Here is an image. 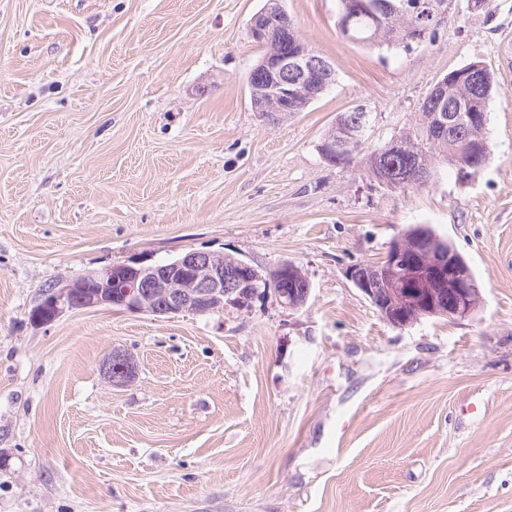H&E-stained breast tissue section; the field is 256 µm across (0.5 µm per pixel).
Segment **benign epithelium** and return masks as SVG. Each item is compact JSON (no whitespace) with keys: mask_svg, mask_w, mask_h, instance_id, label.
Masks as SVG:
<instances>
[{"mask_svg":"<svg viewBox=\"0 0 512 512\" xmlns=\"http://www.w3.org/2000/svg\"><path fill=\"white\" fill-rule=\"evenodd\" d=\"M458 0H419L415 7L406 3L397 6L385 2L383 12L393 15H413L411 34L429 23L444 22L457 8ZM270 14L263 10L251 19L253 39H263L268 32ZM267 74V100L255 106L257 112H286L295 101L305 97L308 85L321 73L332 70L331 64L304 44L290 54L266 58L261 63ZM418 240L402 236L388 246L383 259L376 263L359 264L350 271L354 285L369 299L380 315L399 328L412 326L421 319L439 313L452 320L469 318L480 302V291L474 276L460 263L454 252L441 248L417 249ZM225 256L191 249L165 264L145 265L140 261L113 265L102 273L81 277L45 294L43 309L53 321L68 311L84 308L118 306L130 312H147L156 317L180 314L200 315L229 309L242 310L258 296L273 295L285 309H298L307 301L311 285L297 264L285 260L266 271L265 277L233 278L224 267ZM289 278L299 290L260 292L254 282L263 279L273 286ZM445 288V293H433ZM127 360L120 349L104 364V371L115 385L128 380L132 367L125 373H114L111 365Z\"/></svg>","mask_w":512,"mask_h":512,"instance_id":"benign-epithelium-1","label":"benign epithelium"}]
</instances>
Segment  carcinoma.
<instances>
[{
	"instance_id": "cac0c4a2",
	"label": "carcinoma",
	"mask_w": 512,
	"mask_h": 512,
	"mask_svg": "<svg viewBox=\"0 0 512 512\" xmlns=\"http://www.w3.org/2000/svg\"><path fill=\"white\" fill-rule=\"evenodd\" d=\"M372 0H338L336 25L348 39L369 47L403 46L420 43L435 35L437 26L423 29L414 40L406 41L393 34L396 26H409L410 20H396L376 24L373 16L365 9L364 3ZM271 13L274 31L288 28V33L274 37L261 47V55L278 52L283 42L296 43L301 35L289 19H281L285 12L275 3H267ZM447 82L445 92L434 98H425L419 107L418 118L397 136L369 152L365 151L364 141L354 140L348 148V155L341 159V165L348 166L355 159L369 171V175L393 189H405L411 185L424 184L437 175L440 167L446 165L457 174L479 173L491 156V143L487 131H479V124L470 129L471 139L462 147L448 137L429 142L430 118L435 112H446L448 117L465 118L470 114H484L494 89V75L483 66L475 68L467 63L443 77ZM357 116L356 110H348L336 117V123L327 133V138L341 140L349 123Z\"/></svg>"
}]
</instances>
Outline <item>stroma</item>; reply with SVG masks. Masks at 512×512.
<instances>
[{"mask_svg": "<svg viewBox=\"0 0 512 512\" xmlns=\"http://www.w3.org/2000/svg\"><path fill=\"white\" fill-rule=\"evenodd\" d=\"M264 3L0 0V512H512V0L409 49L283 0L336 72L300 112L251 106ZM474 60L496 80L474 178L394 190L323 159L338 114L366 105L381 145ZM416 224L468 262L471 318L397 328L352 282ZM188 249L293 261L309 298L32 318L45 289Z\"/></svg>", "mask_w": 512, "mask_h": 512, "instance_id": "stroma-1", "label": "stroma"}]
</instances>
